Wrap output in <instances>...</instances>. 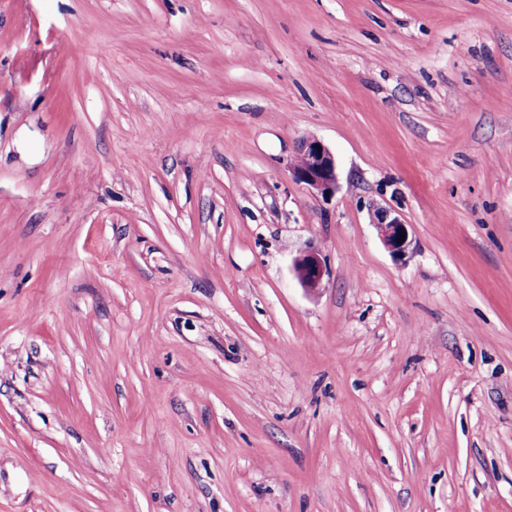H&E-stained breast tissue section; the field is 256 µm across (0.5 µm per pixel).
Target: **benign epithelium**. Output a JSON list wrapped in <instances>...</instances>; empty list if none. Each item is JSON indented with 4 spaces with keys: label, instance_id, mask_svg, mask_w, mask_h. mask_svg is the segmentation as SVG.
<instances>
[{
    "label": "benign epithelium",
    "instance_id": "obj_1",
    "mask_svg": "<svg viewBox=\"0 0 512 512\" xmlns=\"http://www.w3.org/2000/svg\"><path fill=\"white\" fill-rule=\"evenodd\" d=\"M288 173L309 191L334 195L339 189L336 158L319 139H302L294 158L288 162ZM370 221L392 254L404 257L411 245L410 225L394 209L377 203L370 206ZM405 240H399V237ZM294 272L302 287L313 291L320 288L327 272L320 254L313 248L302 250L294 259Z\"/></svg>",
    "mask_w": 512,
    "mask_h": 512
}]
</instances>
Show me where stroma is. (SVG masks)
<instances>
[{
    "label": "stroma",
    "mask_w": 512,
    "mask_h": 512,
    "mask_svg": "<svg viewBox=\"0 0 512 512\" xmlns=\"http://www.w3.org/2000/svg\"><path fill=\"white\" fill-rule=\"evenodd\" d=\"M0 512H512V0H0ZM288 173L309 191L332 196L339 189L336 158L319 139L303 138L294 158L288 162ZM370 221L380 234L384 245L393 255L404 257L408 254L411 245L410 224L394 209L377 203L370 206ZM401 233H405V240L401 241ZM400 238V241H397ZM293 267L301 286L310 291L320 288L327 272L320 254L311 247L299 253L294 259Z\"/></svg>",
    "instance_id": "35a3bbf8"
}]
</instances>
